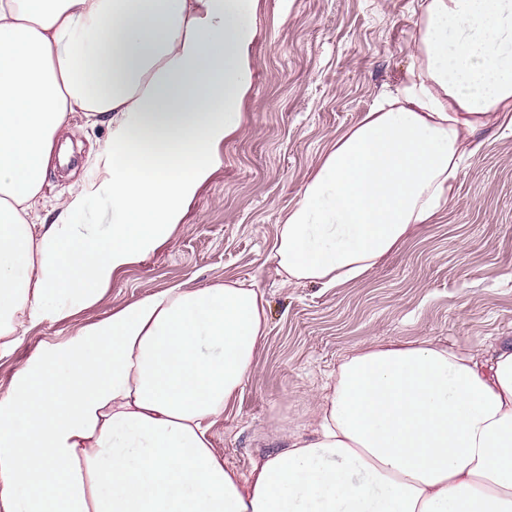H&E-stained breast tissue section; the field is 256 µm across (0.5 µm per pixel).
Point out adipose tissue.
<instances>
[{
	"label": "adipose tissue",
	"instance_id": "adipose-tissue-1",
	"mask_svg": "<svg viewBox=\"0 0 512 512\" xmlns=\"http://www.w3.org/2000/svg\"><path fill=\"white\" fill-rule=\"evenodd\" d=\"M253 3L0 0V355L169 240L239 128ZM414 27L401 86L278 224L284 283L372 270L447 203L467 134L512 111V0H421ZM74 112L106 120L98 175L29 223ZM103 193L111 224L78 222ZM266 326L254 286L178 283L40 344L0 392V512H512V344L360 349L315 395L311 434L242 478L211 429Z\"/></svg>",
	"mask_w": 512,
	"mask_h": 512
}]
</instances>
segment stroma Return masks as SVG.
I'll list each match as a JSON object with an SVG mask.
<instances>
[{
  "label": "stroma",
  "instance_id": "stroma-1",
  "mask_svg": "<svg viewBox=\"0 0 512 512\" xmlns=\"http://www.w3.org/2000/svg\"><path fill=\"white\" fill-rule=\"evenodd\" d=\"M418 0H256L253 80L224 162L200 186L169 242L112 279L104 300L33 327L0 357V390L45 341L60 340L112 309L177 283L256 285L268 303L254 373L212 429L215 449L242 476L282 449V432L311 430L313 397L341 359L376 341L432 338L485 350L512 340V124L472 136L448 202L372 272L322 289L283 283L270 251L277 226L328 146L395 90L413 62ZM108 136L102 119L74 113L34 209L52 221Z\"/></svg>",
  "mask_w": 512,
  "mask_h": 512
}]
</instances>
